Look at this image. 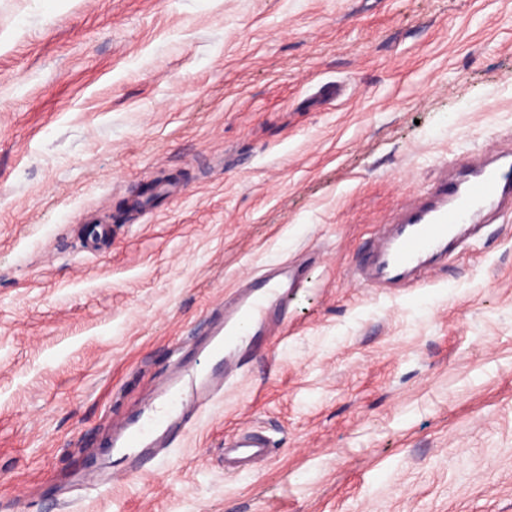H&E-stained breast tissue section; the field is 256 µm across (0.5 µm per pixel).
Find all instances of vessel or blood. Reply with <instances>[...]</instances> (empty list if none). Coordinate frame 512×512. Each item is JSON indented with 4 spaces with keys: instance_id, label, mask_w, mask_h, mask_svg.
Segmentation results:
<instances>
[{
    "instance_id": "b4317fda",
    "label": "vessel or blood",
    "mask_w": 512,
    "mask_h": 512,
    "mask_svg": "<svg viewBox=\"0 0 512 512\" xmlns=\"http://www.w3.org/2000/svg\"><path fill=\"white\" fill-rule=\"evenodd\" d=\"M426 202L411 207L378 247L374 267L358 268L361 282L374 286L420 270L433 256H444L462 233L477 235L485 216L512 212V153L492 157H462L447 182L430 188ZM297 275H257L240 289L234 303L216 315L208 348V372L169 380L157 403L137 418L122 423L112 438L122 476L130 477L154 465L172 446L176 427L189 410H203L248 361L267 352L261 338L274 306L296 288ZM267 439L242 429L224 442V464L233 472L249 473L268 459Z\"/></svg>"
}]
</instances>
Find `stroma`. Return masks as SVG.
I'll list each match as a JSON object with an SVG mask.
<instances>
[{
	"label": "stroma",
	"instance_id": "stroma-1",
	"mask_svg": "<svg viewBox=\"0 0 512 512\" xmlns=\"http://www.w3.org/2000/svg\"><path fill=\"white\" fill-rule=\"evenodd\" d=\"M511 146L512 0H0V512H512V221L429 287L353 279ZM280 265L278 343L114 479L118 422ZM243 427L273 453L237 476Z\"/></svg>",
	"mask_w": 512,
	"mask_h": 512
}]
</instances>
